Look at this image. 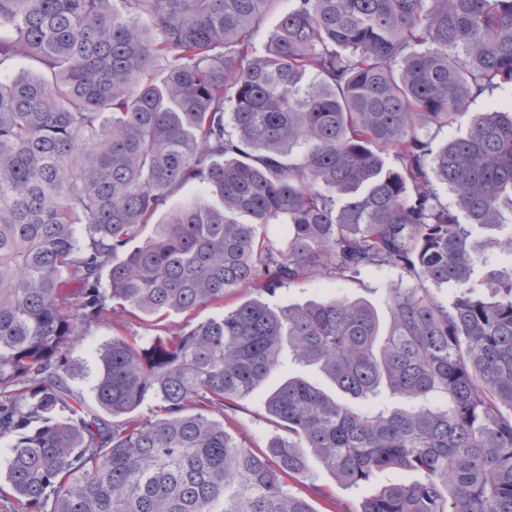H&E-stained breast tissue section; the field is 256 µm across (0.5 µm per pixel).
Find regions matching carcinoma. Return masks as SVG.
I'll return each mask as SVG.
<instances>
[{
  "label": "carcinoma",
  "instance_id": "obj_1",
  "mask_svg": "<svg viewBox=\"0 0 512 512\" xmlns=\"http://www.w3.org/2000/svg\"><path fill=\"white\" fill-rule=\"evenodd\" d=\"M121 2L0 0L10 512H316L288 487L314 461L344 486L421 475L356 512H512V271L472 280L478 250L512 253V237L468 228L512 204V100L472 114L464 138L422 135L512 91V0H292L260 55L276 0ZM21 60L35 71L12 75ZM190 183L220 205L168 208ZM384 268L455 292L393 284L385 325L362 300L258 298ZM242 290L257 296L148 346L112 337L96 406L69 385L73 304L160 322ZM285 349L351 399L407 405L289 377L266 400L285 435L252 448L225 410ZM291 5L290 0H279L274 9L268 14L264 27L254 36V46L257 54H262L266 49V31L273 27L282 13Z\"/></svg>",
  "mask_w": 512,
  "mask_h": 512
}]
</instances>
